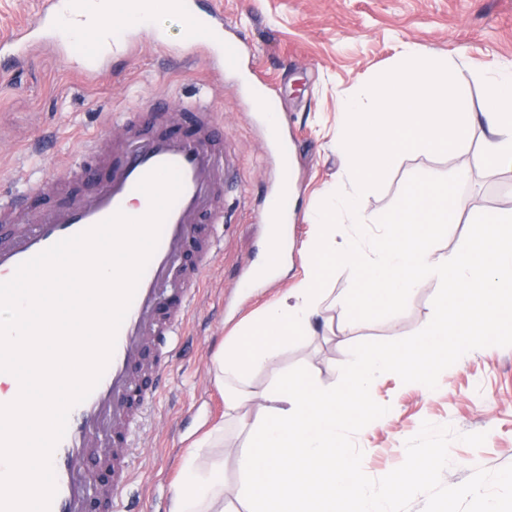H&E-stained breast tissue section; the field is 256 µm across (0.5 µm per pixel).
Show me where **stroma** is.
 Instances as JSON below:
<instances>
[{"mask_svg": "<svg viewBox=\"0 0 512 512\" xmlns=\"http://www.w3.org/2000/svg\"><path fill=\"white\" fill-rule=\"evenodd\" d=\"M223 2L225 19L246 38L257 61L256 68L225 74L223 84L206 74L199 59L170 58L147 38L137 55L93 86L74 73L69 59L47 50L34 53L0 82V189L21 193L29 180L42 178L54 205L111 174L113 127L123 113L141 114L144 135L157 126L150 105L159 96L209 103L224 119V155L231 161L225 171L224 251L208 273L192 314L191 334L174 342L177 359L152 408V423L134 435L135 484L126 498L131 512H168L185 455L219 421L224 424V445L203 449L199 463L206 467L223 461L224 494H235L241 481L237 456L247 431L224 416V400L210 373L212 358L223 339L306 274L299 254L310 232L305 213L322 203L328 185L346 180L344 160L335 150L339 102L397 67L405 43L452 59L455 80L467 89L476 112L485 105L482 75L512 63V0ZM248 80L276 96L292 158L288 187L294 216L288 225V252L271 278L255 274L266 259L269 227L254 214L268 201L275 166L241 104L237 87ZM89 134L101 137V148L91 178L77 180L69 169L80 156L78 138ZM485 134L484 126L476 124L452 153L403 154L382 186L367 192V212L383 214L413 174L448 176L466 169L457 222L433 253L460 249L478 214L512 208V171H493L482 164ZM350 285L346 269L330 279L326 292L334 307L317 325L315 336L284 348L281 367L305 366L320 387H333L353 345L405 338L433 315L438 286L429 281L411 294L406 310L395 318L363 322L343 333L336 302ZM370 393L389 411L354 437L369 477L378 479L399 467L407 440L426 421L451 426L459 435L449 447L444 485L457 486L476 471L512 465V346L471 350L440 374L433 390L384 373ZM476 432L486 435L481 447L461 442V435Z\"/></svg>", "mask_w": 512, "mask_h": 512, "instance_id": "35a3bbf8", "label": "stroma"}]
</instances>
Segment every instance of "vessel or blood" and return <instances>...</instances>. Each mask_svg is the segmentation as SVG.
Returning <instances> with one entry per match:
<instances>
[{
	"mask_svg": "<svg viewBox=\"0 0 512 512\" xmlns=\"http://www.w3.org/2000/svg\"><path fill=\"white\" fill-rule=\"evenodd\" d=\"M83 0H41L34 21L0 37V59L17 63L44 47L71 55L86 80L105 76L116 57L130 56L137 45L138 0H112L105 16L82 11ZM168 13L181 24L182 41L174 43L161 27L151 30L167 55L179 54L182 42H197L203 64L216 77L234 66L242 46L230 36L222 0H167ZM161 119L192 124L190 136L146 137L121 121V137L111 176L93 192L41 212L36 223L0 237V282L16 267L56 242L129 211L139 197L138 183L155 168L176 166L183 187L169 210L158 245L137 284L118 329L110 361L89 397L74 406L64 437L52 454L57 492L50 512H87L98 500L100 512H121L133 480V429L145 424L153 403L166 387L173 363L171 339L183 330L211 266L223 251L217 228L224 221V124L209 105L154 100ZM288 202L272 197L259 221L273 232L284 229Z\"/></svg>",
	"mask_w": 512,
	"mask_h": 512,
	"instance_id": "obj_1",
	"label": "vessel or blood"
}]
</instances>
